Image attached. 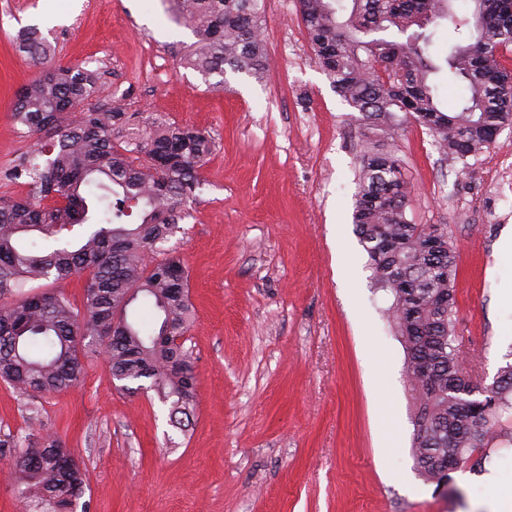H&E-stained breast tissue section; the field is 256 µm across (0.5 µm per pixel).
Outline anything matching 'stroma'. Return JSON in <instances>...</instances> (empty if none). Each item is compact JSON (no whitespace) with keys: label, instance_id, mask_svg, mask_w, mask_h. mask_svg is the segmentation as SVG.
Instances as JSON below:
<instances>
[{"label":"stroma","instance_id":"35a3bbf8","mask_svg":"<svg viewBox=\"0 0 512 512\" xmlns=\"http://www.w3.org/2000/svg\"><path fill=\"white\" fill-rule=\"evenodd\" d=\"M260 7L268 72L215 90L182 60L194 37L172 0H0V169L34 143L10 115L36 75L16 47L32 25L51 63L98 72L95 105L216 139L189 217L159 245L189 272L195 410L177 423L154 391L121 390L100 351L69 391L28 399L0 381V512H22L13 462L49 435L86 469L87 512H490L485 474L512 476V443L474 452L456 495L419 475L405 352L352 221L367 147H392L409 219L447 225L456 246L460 362L491 385L512 359V127L463 163L414 121L365 120L315 63L297 0Z\"/></svg>","mask_w":512,"mask_h":512}]
</instances>
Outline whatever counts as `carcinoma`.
Masks as SVG:
<instances>
[{"mask_svg":"<svg viewBox=\"0 0 512 512\" xmlns=\"http://www.w3.org/2000/svg\"><path fill=\"white\" fill-rule=\"evenodd\" d=\"M298 0L315 60L337 95L368 120L398 126L412 118L438 150L460 161L479 154L512 124V71L493 50L512 45V0H470L464 15L454 0ZM191 29L188 63L214 87L230 71L260 79L268 70L265 20L259 0H174ZM438 19L467 38L443 60L429 52L422 29ZM19 49L44 64L50 52L35 28ZM447 69L464 88L443 109L432 75ZM95 71L58 64L42 69L15 94L11 118L35 137L32 151L0 173L28 185V197H0V380L35 397L77 386L82 355L105 343L107 363L122 388L149 389L171 404V416L196 404L195 362L184 345L191 317L189 274L180 256L154 258L188 217L185 202L203 185L200 170L215 140L189 126H123L124 113L89 105ZM81 108L78 118L71 111ZM403 116H398V113ZM412 193L390 151L362 159L353 214L369 258L373 286L392 298L395 335L406 350L405 373L415 407L413 457L421 475L441 483L448 464L466 465L478 448L512 441V362L482 391L464 378L456 334L457 251L446 224H414ZM138 209L140 222L128 218ZM83 274L81 307L59 291H23L31 279L62 282ZM142 299L155 312L149 325L128 320ZM64 442L48 436L15 460L19 499L32 512H74L86 473L67 463Z\"/></svg>","mask_w":512,"mask_h":512,"instance_id":"carcinoma-1","label":"carcinoma"}]
</instances>
